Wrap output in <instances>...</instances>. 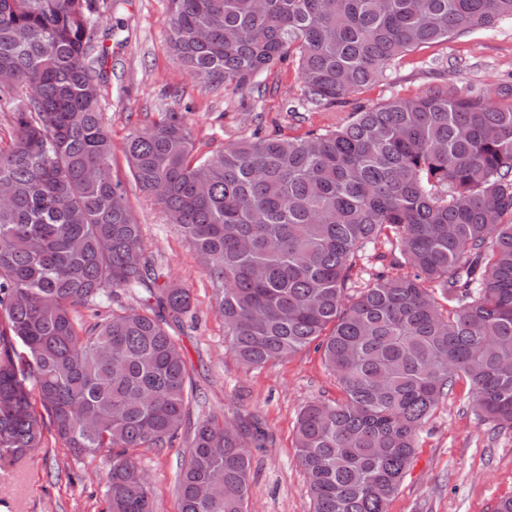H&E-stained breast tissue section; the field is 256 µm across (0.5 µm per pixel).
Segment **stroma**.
<instances>
[{"label":"stroma","instance_id":"stroma-1","mask_svg":"<svg viewBox=\"0 0 512 512\" xmlns=\"http://www.w3.org/2000/svg\"><path fill=\"white\" fill-rule=\"evenodd\" d=\"M167 0H112L98 19L97 42L107 49L99 94L112 134V176L124 189L146 248L170 281L190 288L193 306L172 333L182 344L193 392L190 422L216 416L258 418L269 432L253 450L250 512H312L307 478L298 461L294 427L303 406L335 401L343 393L314 347L250 369L224 343V320L203 264L180 227L167 223L132 178L125 138L165 112H184L199 153L208 154L254 131L274 136L304 132L331 116H347L394 96H411L454 83L461 91H495L512 84V22L419 48L388 68L376 83L346 96L328 112L303 101L295 67L262 74L269 91L206 88L171 55ZM186 437L162 452H142L158 512H179L176 477ZM108 464L75 459L53 431L36 452L0 462V512H100ZM512 497V431L479 421L469 386L456 380L420 435L418 459L387 512H494Z\"/></svg>","mask_w":512,"mask_h":512}]
</instances>
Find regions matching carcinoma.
<instances>
[{"label":"carcinoma","instance_id":"carcinoma-1","mask_svg":"<svg viewBox=\"0 0 512 512\" xmlns=\"http://www.w3.org/2000/svg\"><path fill=\"white\" fill-rule=\"evenodd\" d=\"M112 0H0V460L52 426L104 458L101 512H155L142 450L189 415L171 333L190 289L160 282L112 169L95 24ZM512 21V0H170L171 54L239 89L293 59L304 99L331 105L420 47ZM446 83L301 134L209 155L183 116L125 138L138 186L205 259L224 341L248 368L312 343L343 397L295 426L313 512H387L419 436L458 379L481 421L512 429V85ZM371 281L355 282L364 263ZM137 306L85 325L80 307ZM22 345L18 351L16 345ZM258 422H197L179 512H248Z\"/></svg>","mask_w":512,"mask_h":512}]
</instances>
